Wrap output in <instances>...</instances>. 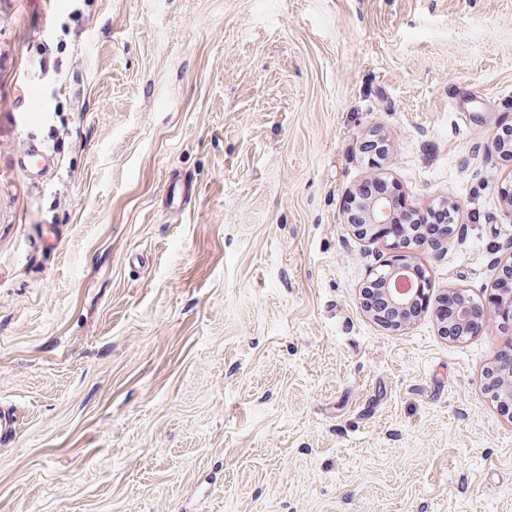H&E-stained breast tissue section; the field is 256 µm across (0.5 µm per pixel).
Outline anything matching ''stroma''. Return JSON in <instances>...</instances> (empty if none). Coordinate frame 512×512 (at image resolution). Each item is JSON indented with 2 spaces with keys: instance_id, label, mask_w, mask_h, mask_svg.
<instances>
[{
  "instance_id": "1",
  "label": "stroma",
  "mask_w": 512,
  "mask_h": 512,
  "mask_svg": "<svg viewBox=\"0 0 512 512\" xmlns=\"http://www.w3.org/2000/svg\"><path fill=\"white\" fill-rule=\"evenodd\" d=\"M506 125L512 0H0V512H512V324L378 325L395 242L347 222L372 177L455 203L409 254L489 303ZM55 51L56 49L54 50L53 46L47 40H44L36 48L35 53L30 56V62L36 67L39 74L46 76L53 73L58 75L62 72L63 61ZM19 165L32 183L39 184L51 170V158L41 144L33 139L19 158ZM494 373L498 375L501 380V388L495 398L499 399L500 403L505 410L502 409L499 404L500 410L503 415L510 417L512 420V361L499 364L495 369ZM507 411V412H506Z\"/></svg>"
}]
</instances>
